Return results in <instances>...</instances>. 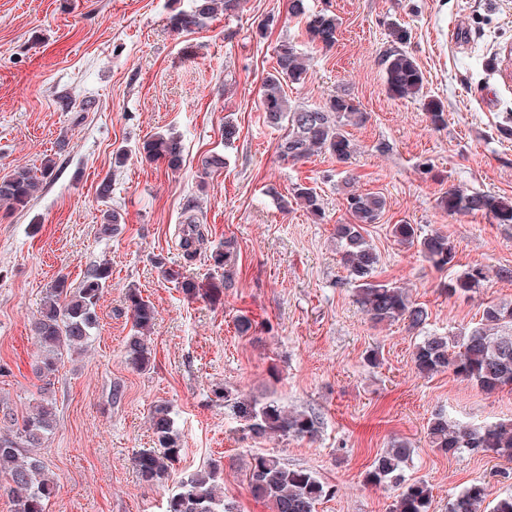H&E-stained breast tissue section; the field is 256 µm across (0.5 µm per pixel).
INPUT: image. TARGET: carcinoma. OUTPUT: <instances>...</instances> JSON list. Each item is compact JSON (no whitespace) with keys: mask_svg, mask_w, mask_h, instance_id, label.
Instances as JSON below:
<instances>
[{"mask_svg":"<svg viewBox=\"0 0 512 512\" xmlns=\"http://www.w3.org/2000/svg\"><path fill=\"white\" fill-rule=\"evenodd\" d=\"M240 0H197L195 10L178 12L169 18L176 31L200 28L222 12L231 16ZM291 11L305 17L308 41L323 49L336 44L339 21L327 10L311 11L305 0H291ZM390 47L382 55L385 84L390 96L397 99L415 98L422 93L424 76L411 54L404 49L407 30L394 24L390 27ZM308 68L304 58L290 41L276 49V66L263 86L261 106L267 123L284 130L277 144L283 160L299 161L318 153H327L338 162L355 153V144L345 130L348 125L363 123L365 116L355 99L348 93L331 97L316 108H292L283 83L305 82ZM425 110L432 124H445L442 102L428 100ZM150 158H161L172 170L181 167L183 146L175 136H158L144 145ZM52 174V160L47 159L39 170H24L0 179V204L11 209H23L30 202L43 180ZM294 198L307 212L322 218V205L316 189L298 184ZM345 206L352 222L338 224L334 229L340 261L354 287V297L360 310L376 325L407 323L417 332L427 324L426 307L412 299L409 289L376 279L379 255L366 239V226L380 223L386 209V199L372 192L356 189L345 192ZM437 205L450 215H485L499 224H512V198L480 192L450 189L437 199ZM122 216L107 211L97 227L98 236L110 239L119 231ZM178 232V245L186 259H193L205 240L206 225L200 220L195 203L184 208ZM390 232L399 244L414 248L425 261L438 270L456 266V246L440 231L423 234L414 224H394ZM214 271L221 272L224 287L232 286L237 261L236 243L231 239L211 253ZM164 276L178 284L189 296L199 293L196 284L173 268L163 270ZM110 267L99 265L89 270L79 287L68 283L65 275L56 278L47 289L42 306L33 316L31 332L40 357L35 373L41 382L40 402L29 413L18 418L11 408L0 401V496L10 500L11 512H45V503L55 493V485L38 453L57 426L54 402L49 399L52 378L63 353L84 350L98 327L97 306L108 288ZM484 268L469 266L456 273L443 289L448 295L467 294L478 290L487 281ZM134 334L124 346L125 361L131 368L144 371L150 366L151 349L146 342L156 320L154 306L143 299L136 288L126 292ZM413 369L421 377L451 371L483 392L494 394L512 391V304L486 303L480 321L459 334H428L420 337L413 353ZM224 402L242 422L246 433L255 438L271 436L295 439L311 438L317 432V415L288 412L273 400L257 402L239 392L224 389ZM156 447L144 449L133 458V464L146 483L166 479L180 459L181 448L174 431V421L167 405L158 404L150 416ZM427 435L431 447L446 454L462 451L492 455L512 460V421H501L471 428L443 413L428 423ZM409 444L395 440L377 455L365 473L371 485H391L398 494L390 512H429L431 490L419 480L410 481L403 474L409 460ZM252 495L270 504L272 512H315L322 499L334 494L311 470L291 468L279 458L257 455L252 458L247 474ZM488 493L481 484H472L448 501V512H512V494L491 501L484 507ZM165 512H237L234 502L224 499V471L217 464L189 473L180 481L179 491L168 497Z\"/></svg>","mask_w":512,"mask_h":512,"instance_id":"obj_1","label":"carcinoma"}]
</instances>
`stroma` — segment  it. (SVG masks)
I'll return each instance as SVG.
<instances>
[{
	"mask_svg": "<svg viewBox=\"0 0 512 512\" xmlns=\"http://www.w3.org/2000/svg\"><path fill=\"white\" fill-rule=\"evenodd\" d=\"M194 5L0 0V177L54 162L27 207H0V399L15 415L38 397L29 321L47 289L61 274L76 286L95 266L112 271L87 350L64 354L53 379L57 426L41 455L56 491L45 512H164L180 478L213 463L239 512H271L246 481L257 454L309 469L333 487L317 512H389L394 488L363 476L394 440L412 448L406 477L432 489L429 512H448L449 499L473 484L493 498L512 492V462L448 455L427 439L441 411L475 427L512 420V391L488 395L449 371L416 375L415 331L401 321L375 325L359 310L333 238L335 225L351 220L346 186L381 194L383 218L367 228L380 256L376 277L410 289L429 312V332L471 328L487 302L512 301V224L437 206L454 187L512 197V139L498 133L512 117V0H307L341 21L328 51L308 42L289 0H243L233 16L174 32L170 15ZM394 23L410 33L406 49L423 72V97L396 99L386 90L380 57ZM284 40L310 64L305 83L285 87L291 105L320 106L347 92L365 113L348 129L357 150L347 162L278 156L282 131L266 122L260 98ZM428 98L444 104L446 126L431 124ZM228 124L236 129L230 141ZM160 134L181 139L179 170L146 157L144 143ZM120 149L127 156L118 167ZM215 151L223 168L202 175V158ZM105 178L112 193L102 198L96 188ZM299 184L316 189L323 219L294 201ZM190 199L209 241L188 261L176 234ZM110 210L123 222L111 239H98ZM394 224L448 235L459 268L489 269V282L468 295L446 294L440 284L449 272L399 245ZM230 238L236 274L218 299L188 297L162 277L163 262L210 288L211 251ZM131 287L158 312L143 371L124 360ZM243 315L255 322L253 335H238ZM372 349L381 359L374 369L365 362ZM117 383L124 395L116 403ZM224 387L316 414L315 439L246 435L215 395ZM160 403L170 408L182 453L167 480L148 484L132 458L154 447L150 413Z\"/></svg>",
	"mask_w": 512,
	"mask_h": 512,
	"instance_id": "obj_1",
	"label": "stroma"
}]
</instances>
